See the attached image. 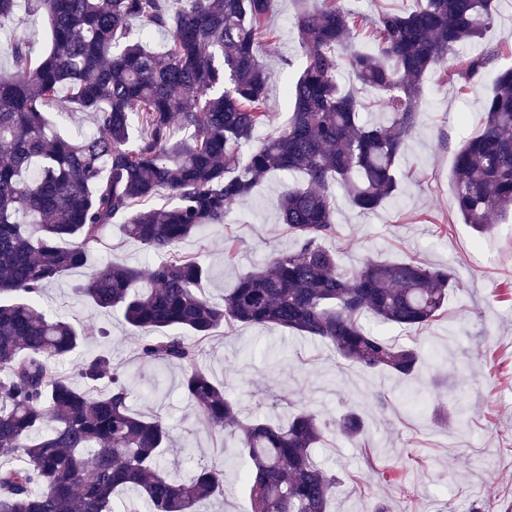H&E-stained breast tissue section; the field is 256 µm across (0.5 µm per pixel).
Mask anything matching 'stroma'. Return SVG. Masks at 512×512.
Here are the masks:
<instances>
[{
	"label": "stroma",
	"instance_id": "35a3bbf8",
	"mask_svg": "<svg viewBox=\"0 0 512 512\" xmlns=\"http://www.w3.org/2000/svg\"><path fill=\"white\" fill-rule=\"evenodd\" d=\"M296 12L295 0H279L268 20L278 42L265 59L271 119L257 132L260 140L276 134L293 110L285 89L305 59ZM491 89L485 77L460 93L456 78L438 69L425 84L421 124L399 159V196L365 214L343 189L335 191L337 233L326 245L340 269L368 258L412 259L448 268L455 279L447 307L425 331L375 327L381 336L421 348L413 377L365 370L328 343L242 324L218 329L199 360L240 402L244 418L276 422L284 407L300 401L332 419L352 409L364 418L363 440L333 431L314 452L339 478L330 512H372L381 501L391 512H512V212L494 216L491 235L482 237L464 224L454 196L455 155L465 139L481 133ZM301 182L296 173L268 174L223 225L179 244L180 252L209 265L206 293L212 300L221 301L240 277L263 266L271 250L294 248L276 204ZM230 237L238 249L228 260L224 241ZM94 254L134 266L149 263L117 224ZM79 280L70 273L49 284L41 307L94 328L98 337L90 352L108 353L129 384L133 407L169 426L173 446L165 465L173 475L207 460L224 470V493L213 499V512H251L235 436L206 429L181 391L180 367L145 361L121 312L78 303L73 288Z\"/></svg>",
	"mask_w": 512,
	"mask_h": 512
}]
</instances>
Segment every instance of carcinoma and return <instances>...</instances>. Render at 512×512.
I'll return each mask as SVG.
<instances>
[{
	"instance_id": "carcinoma-1",
	"label": "carcinoma",
	"mask_w": 512,
	"mask_h": 512,
	"mask_svg": "<svg viewBox=\"0 0 512 512\" xmlns=\"http://www.w3.org/2000/svg\"><path fill=\"white\" fill-rule=\"evenodd\" d=\"M19 0L0 69V512H200L224 470L197 464L175 480L161 463L171 435L133 410L130 390L102 352L62 371L95 337L37 305L45 286L88 266L120 215L127 237L159 256L148 268L108 262L75 289L98 311L119 309L143 357L182 369L181 388L212 432L236 435L249 466L253 512H328L337 476L313 458L331 428L357 439L354 412L328 422L301 402L286 422L245 420L238 403L197 364L218 329L240 323L318 338L366 369L410 376L420 348L385 339L366 320L423 329L455 287L450 271L417 261L368 260L341 271L324 242L336 235L334 187L373 212L400 192L397 163L421 113L424 81L453 63L468 85L504 52L464 56L483 38L495 0H418L373 20L345 0H300L306 48L287 87V124L249 151L269 121L263 52L277 0H34L51 49L36 52ZM138 30L132 31V23ZM167 33L162 49L145 37ZM361 94L387 109L360 120ZM92 115L96 133L69 138L43 106ZM483 129L456 154L454 194L480 235L512 209V67L496 71ZM299 172L278 208L296 247L275 251L221 303L204 288L210 269L177 247L224 224L259 180ZM166 194L168 203L145 208Z\"/></svg>"
}]
</instances>
